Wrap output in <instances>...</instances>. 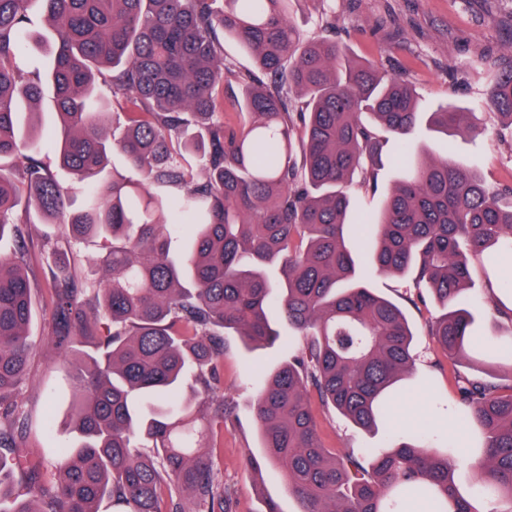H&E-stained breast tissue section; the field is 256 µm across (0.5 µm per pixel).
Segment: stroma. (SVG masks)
Here are the masks:
<instances>
[{
    "instance_id": "obj_1",
    "label": "stroma",
    "mask_w": 512,
    "mask_h": 512,
    "mask_svg": "<svg viewBox=\"0 0 512 512\" xmlns=\"http://www.w3.org/2000/svg\"><path fill=\"white\" fill-rule=\"evenodd\" d=\"M489 7L497 13L499 26L487 25L484 15ZM330 10L338 18L336 38L349 47L352 56L381 71L404 73L419 92L424 109L452 101L476 112L479 133L424 135V142L434 154H451L456 161L477 168L488 183L505 185L512 181V141L500 138L501 123L484 105L494 73L481 61L483 55L502 53L512 42V0H494L489 6L484 0H295L290 17L312 37L319 33L322 19ZM55 242L51 225H31L25 262L35 291L32 333L40 339L53 331L48 264ZM471 276L475 288L466 293L465 302L478 311L483 333L512 334V322L492 309L484 288L487 270L481 262L473 263ZM366 284L399 305L416 333V375L426 384L406 394V401L422 402L425 414L437 421L439 438L463 440L466 429L451 425L446 412L447 405L456 399L455 377L485 378L491 375V368L460 362L456 373H449L446 355L427 331L428 323L443 309L431 300L416 303L419 290L412 275L373 272ZM289 354L284 343L272 349L248 351L236 339L226 340L218 385L225 398L234 403L237 421L219 431L220 446L213 462L225 484L235 492L236 512H262L264 504L255 493L259 483L278 502L281 512H297L298 505L285 489L278 468L264 464L254 470L244 464L247 455L262 453L254 415L257 390L267 373L286 361ZM71 392L67 362L49 348L38 347L30 361L28 387L21 400L25 423L17 442L25 455L53 463L56 443L72 439L68 413ZM49 418L54 421L50 433L44 428ZM322 431L326 446L339 451L385 445L382 432L360 429L334 412L324 417Z\"/></svg>"
}]
</instances>
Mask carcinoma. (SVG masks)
<instances>
[{
    "label": "carcinoma",
    "instance_id": "1",
    "mask_svg": "<svg viewBox=\"0 0 512 512\" xmlns=\"http://www.w3.org/2000/svg\"><path fill=\"white\" fill-rule=\"evenodd\" d=\"M290 0H0V512H236L214 469L213 427L232 409L216 385L224 335L253 349L280 339L276 314L299 339L255 403L263 460L283 474L298 512H512V339L472 333L463 306L471 263L494 288L512 258V187L488 184L450 156L415 147L423 132L472 134L476 113L452 103L426 112L402 76L355 62L336 20L308 38ZM38 8L43 32L32 28ZM257 70L224 65L221 38ZM481 59L495 71L486 104L512 137V47ZM243 88L251 122H224V78ZM52 94L56 160L86 185L71 208L33 135L34 107ZM126 111L111 132L112 106ZM126 173L112 171L113 151ZM398 177L354 221L352 190ZM157 184L177 189L152 194ZM59 239L112 243L102 287L82 285L58 257L54 335L32 334L34 292L23 270L29 234L19 205ZM193 230L183 254L172 229ZM413 275L446 309L429 325L450 360L487 358L511 384L463 377L454 417L468 452L438 445L432 422L388 427L390 450L338 452L318 413L373 428L414 373L413 332L399 306L367 287L364 270ZM112 324L96 335L101 318ZM69 359L78 444H64L55 480L21 455L17 396L33 352ZM79 344L92 352L80 355ZM209 404L198 418L192 400ZM475 458L474 490L454 479Z\"/></svg>",
    "mask_w": 512,
    "mask_h": 512
}]
</instances>
